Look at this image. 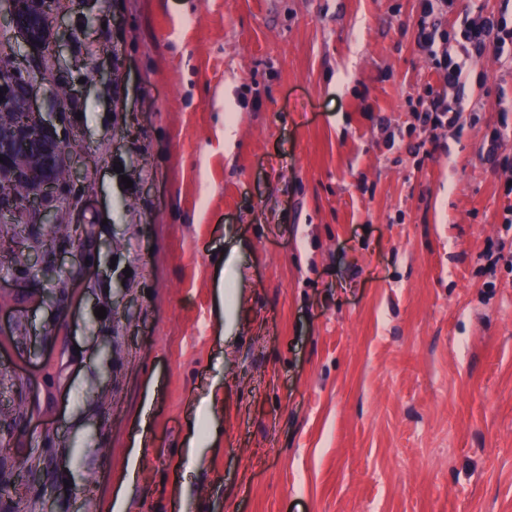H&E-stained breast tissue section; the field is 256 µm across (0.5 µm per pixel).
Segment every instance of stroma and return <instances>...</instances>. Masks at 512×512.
I'll return each mask as SVG.
<instances>
[{
    "instance_id": "1",
    "label": "stroma",
    "mask_w": 512,
    "mask_h": 512,
    "mask_svg": "<svg viewBox=\"0 0 512 512\" xmlns=\"http://www.w3.org/2000/svg\"><path fill=\"white\" fill-rule=\"evenodd\" d=\"M503 9L432 20L454 52L463 18ZM419 17L418 0H64L72 38L35 104L91 186L66 221L105 246L64 271L0 257V368L31 380L0 388V428L44 460L22 492L111 512L140 438L128 512H512V126L489 141L512 44L448 88ZM429 86L461 106L431 135ZM121 280L139 314L118 363L94 311Z\"/></svg>"
}]
</instances>
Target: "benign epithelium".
Returning a JSON list of instances; mask_svg holds the SVG:
<instances>
[{
  "instance_id": "1",
  "label": "benign epithelium",
  "mask_w": 512,
  "mask_h": 512,
  "mask_svg": "<svg viewBox=\"0 0 512 512\" xmlns=\"http://www.w3.org/2000/svg\"><path fill=\"white\" fill-rule=\"evenodd\" d=\"M59 12L58 0H0V18L5 16L9 39L20 38L30 48L38 65H22L10 51L0 64V88L11 86L14 92L0 100V107L22 116L11 127V134L0 141V181H22L26 192L21 197L0 199V214L12 224H55L60 212L58 175L65 173L77 188L83 178L73 174L71 149L61 143L54 125L34 105L33 90L54 79L52 53L63 35L54 25ZM33 146L44 160L42 176L28 178L25 154L18 147Z\"/></svg>"
}]
</instances>
